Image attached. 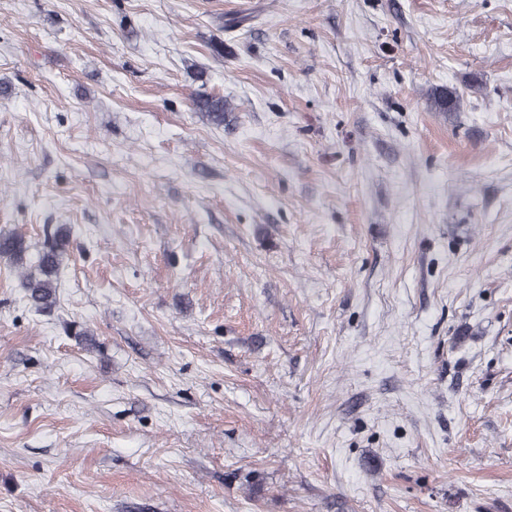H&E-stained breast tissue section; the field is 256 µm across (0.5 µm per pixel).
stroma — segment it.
<instances>
[{
	"instance_id": "35a3bbf8",
	"label": "stroma",
	"mask_w": 512,
	"mask_h": 512,
	"mask_svg": "<svg viewBox=\"0 0 512 512\" xmlns=\"http://www.w3.org/2000/svg\"><path fill=\"white\" fill-rule=\"evenodd\" d=\"M62 224L0 512H512V0H0V231ZM195 110L204 112L210 122L216 125L224 123V98L223 96L198 95L194 98Z\"/></svg>"
}]
</instances>
